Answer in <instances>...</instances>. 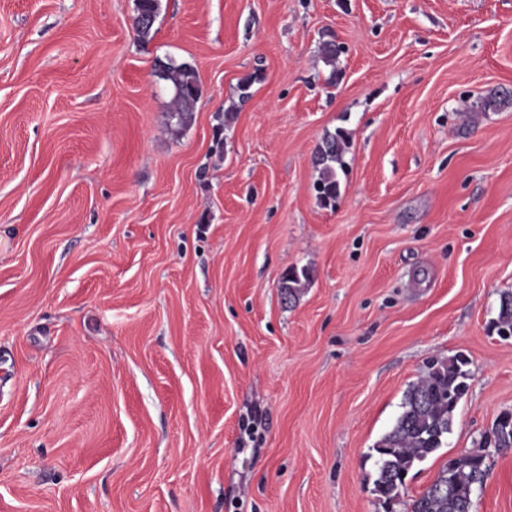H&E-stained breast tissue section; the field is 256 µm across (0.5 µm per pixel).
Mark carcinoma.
Here are the masks:
<instances>
[{"label": "carcinoma", "mask_w": 512, "mask_h": 512, "mask_svg": "<svg viewBox=\"0 0 512 512\" xmlns=\"http://www.w3.org/2000/svg\"><path fill=\"white\" fill-rule=\"evenodd\" d=\"M160 0H136L134 26L143 41L153 38ZM158 76L173 90L171 119L182 128L192 118L200 87L194 68L172 60L159 64ZM512 105V91L480 98L470 111L486 112ZM347 138L340 131L324 134L315 151L317 197L327 205L339 195L337 170L344 168ZM309 280L308 270L291 269L280 288L294 300ZM494 327L498 336L512 338V292L500 294ZM467 360L461 354L432 362L427 373L406 392L402 412L393 428L373 446L377 455L374 491L390 503L399 498L404 481L416 463L442 447L451 431L457 406L468 385ZM512 448V417L501 414L478 447L444 463L436 479L410 504V512H471L472 494L487 475V450Z\"/></svg>", "instance_id": "cac0c4a2"}]
</instances>
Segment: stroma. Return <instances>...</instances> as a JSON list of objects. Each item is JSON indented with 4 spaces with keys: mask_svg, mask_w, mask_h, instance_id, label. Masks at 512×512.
Returning a JSON list of instances; mask_svg holds the SVG:
<instances>
[{
    "mask_svg": "<svg viewBox=\"0 0 512 512\" xmlns=\"http://www.w3.org/2000/svg\"><path fill=\"white\" fill-rule=\"evenodd\" d=\"M161 4L144 43L135 0H0V512H408L512 411V106L469 110L512 90V0ZM167 59L200 85L177 131ZM458 353L452 430L384 505L372 447ZM488 464L472 512H512V449ZM347 138L340 131L325 133L315 151V168L318 172L314 182L317 197L327 205L336 201L339 195L337 170L345 166ZM309 280L308 270L305 268L291 269L284 274L280 281V288L283 293L288 295V300H295L302 288H305L306 283ZM494 327L498 336L512 338V292L505 291L500 294L499 311Z\"/></svg>",
    "mask_w": 512,
    "mask_h": 512,
    "instance_id": "stroma-1",
    "label": "stroma"
}]
</instances>
